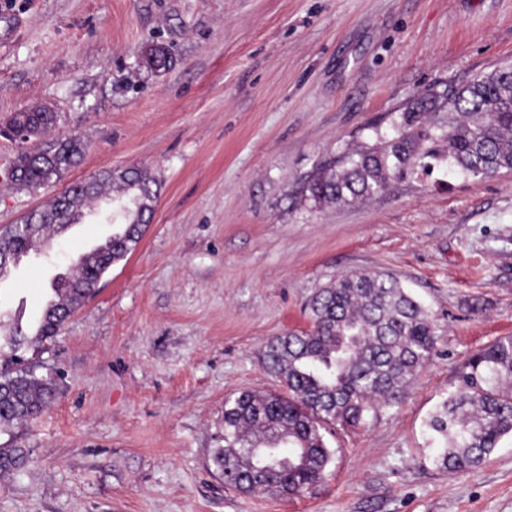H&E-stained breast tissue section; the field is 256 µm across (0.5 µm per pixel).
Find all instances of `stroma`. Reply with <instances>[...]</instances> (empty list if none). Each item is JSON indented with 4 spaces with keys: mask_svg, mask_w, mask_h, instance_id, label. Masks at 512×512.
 I'll return each mask as SVG.
<instances>
[{
    "mask_svg": "<svg viewBox=\"0 0 512 512\" xmlns=\"http://www.w3.org/2000/svg\"><path fill=\"white\" fill-rule=\"evenodd\" d=\"M152 44L171 70L139 66ZM510 64L512 0H0V123L45 105L51 137L84 144L61 181L0 179V227L104 169L161 184L138 248L21 351L55 398L0 432L31 458L0 478V512H512V438L451 474L427 426L464 360L512 336V170L465 178L441 159L356 203L302 194L320 161L392 135L414 95ZM109 210L21 265L0 310L40 316ZM374 271L430 307L432 360L377 422L328 427L321 483L226 486L211 460L225 398L281 392L267 341L308 330L316 288Z\"/></svg>",
    "mask_w": 512,
    "mask_h": 512,
    "instance_id": "1",
    "label": "stroma"
}]
</instances>
